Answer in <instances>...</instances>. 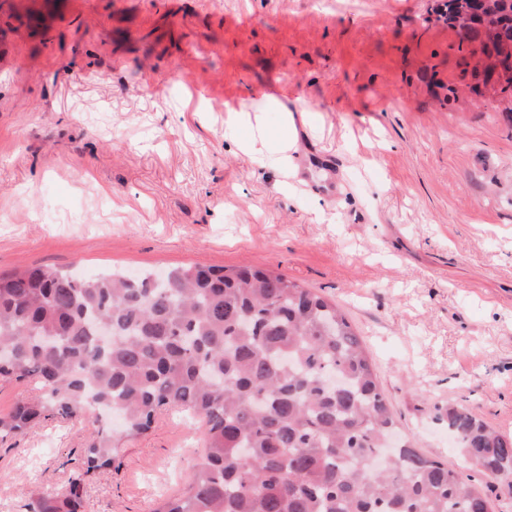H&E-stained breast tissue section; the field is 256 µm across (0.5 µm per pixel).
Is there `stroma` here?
<instances>
[{"mask_svg":"<svg viewBox=\"0 0 512 512\" xmlns=\"http://www.w3.org/2000/svg\"><path fill=\"white\" fill-rule=\"evenodd\" d=\"M7 0L0 46V274L34 266H254L345 312L402 432L455 464L435 410L512 436V98L461 86L438 0ZM247 25H236L239 16ZM206 48L187 68L191 46ZM218 94L198 96L191 81ZM295 118V170L226 123ZM88 418L0 441V512L82 470ZM84 481L83 512H152L201 451L161 414Z\"/></svg>","mask_w":512,"mask_h":512,"instance_id":"obj_1","label":"stroma"}]
</instances>
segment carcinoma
I'll return each mask as SVG.
<instances>
[{"mask_svg": "<svg viewBox=\"0 0 512 512\" xmlns=\"http://www.w3.org/2000/svg\"><path fill=\"white\" fill-rule=\"evenodd\" d=\"M439 18L467 43L462 77L490 81L481 63L512 42V0H490L481 14L443 0ZM0 378L41 384L0 416L1 439L56 417L122 421L117 437L97 431L83 472L32 512H77L84 476L112 466L122 439L172 408L200 418L203 452L154 512H496L493 493H512V437L466 405L441 412L478 487L419 452L336 303L261 268L0 274Z\"/></svg>", "mask_w": 512, "mask_h": 512, "instance_id": "obj_1", "label": "carcinoma"}]
</instances>
